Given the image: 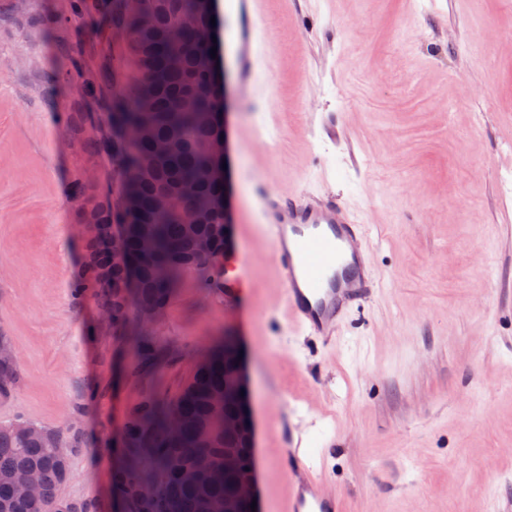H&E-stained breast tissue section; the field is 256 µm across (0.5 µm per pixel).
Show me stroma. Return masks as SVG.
<instances>
[{"label":"stroma","mask_w":512,"mask_h":512,"mask_svg":"<svg viewBox=\"0 0 512 512\" xmlns=\"http://www.w3.org/2000/svg\"><path fill=\"white\" fill-rule=\"evenodd\" d=\"M250 98L238 18L218 0L227 66L234 270L228 309L185 270L138 369L101 297H75L87 225L71 193L112 182L83 150L115 37L83 0H0V334L18 379L0 423L67 427L64 497L115 512L113 445L131 411L175 400L226 331L247 357L263 512L299 442L343 512H512V0H257ZM480 88L465 104L462 84ZM334 197L368 226L373 298L330 341L290 327L264 189Z\"/></svg>","instance_id":"stroma-1"}]
</instances>
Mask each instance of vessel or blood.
Returning <instances> with one entry per match:
<instances>
[{
  "label": "vessel or blood",
  "mask_w": 512,
  "mask_h": 512,
  "mask_svg": "<svg viewBox=\"0 0 512 512\" xmlns=\"http://www.w3.org/2000/svg\"><path fill=\"white\" fill-rule=\"evenodd\" d=\"M237 6L247 15L238 39L239 80L247 89L254 83L263 25L251 16L249 0H237ZM263 218L294 326L312 336H332L375 287L366 226L338 201L271 190L264 193ZM275 468L294 485L285 512H343L340 498L326 492L322 475L308 465L306 449H287Z\"/></svg>",
  "instance_id": "b4317fda"
}]
</instances>
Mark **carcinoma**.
Masks as SVG:
<instances>
[{
	"instance_id": "carcinoma-1",
	"label": "carcinoma",
	"mask_w": 512,
	"mask_h": 512,
	"mask_svg": "<svg viewBox=\"0 0 512 512\" xmlns=\"http://www.w3.org/2000/svg\"><path fill=\"white\" fill-rule=\"evenodd\" d=\"M210 0H142L137 13L124 0H110L106 23L116 33L121 63L112 65V99L97 137L81 142L88 152L112 158L115 195H100L83 209L82 221L93 229L90 260L77 278L75 295L95 288L105 299L112 326L127 333V342L144 366L158 355L151 337L136 331L156 308H164L183 270L198 271L203 287L213 289L221 261L200 259L195 239L183 223L188 202L198 214L199 235L214 238L224 249V216L213 201L224 185L206 178L216 163L208 151L224 130L221 101L205 68L204 26ZM124 234L129 266H112V238ZM148 252L140 249L143 236ZM237 349L227 332L196 367L187 386L169 402L153 399L126 421L120 451L124 469L112 475V486L128 496V512H204L208 500L235 492L236 478L222 484L192 485L181 478L189 466L224 467V449L238 438H224V427L212 422L213 397L224 394V359ZM16 380L13 361L0 359V395L11 393ZM181 414L179 434L170 431L172 407ZM210 432L211 444L196 438ZM72 448L65 428L41 427L25 420L0 425V512H88L85 504L61 494L70 476L69 455H60L53 440ZM34 471L40 478L36 499L21 496L12 481ZM155 486L149 499L137 496L139 484Z\"/></svg>"
}]
</instances>
